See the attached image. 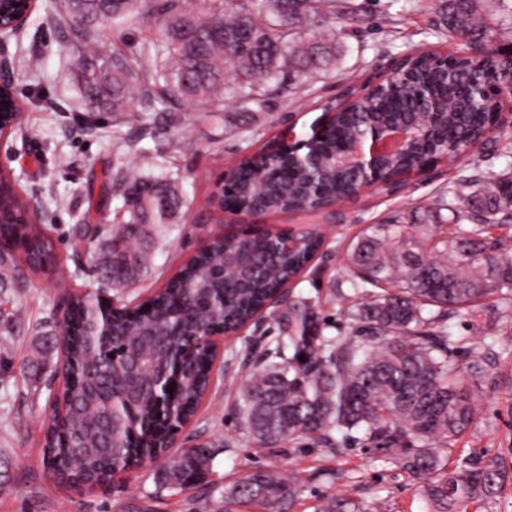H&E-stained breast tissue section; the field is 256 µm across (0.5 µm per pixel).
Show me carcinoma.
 Here are the masks:
<instances>
[{
  "label": "carcinoma",
  "instance_id": "obj_1",
  "mask_svg": "<svg viewBox=\"0 0 512 512\" xmlns=\"http://www.w3.org/2000/svg\"><path fill=\"white\" fill-rule=\"evenodd\" d=\"M509 0H446L442 21L448 33L473 45L487 44L503 32L487 22L488 6ZM63 21L81 33L80 78L89 107L126 112L127 91L138 83L143 96L164 83L171 96L207 104L232 100L240 110L264 102L271 86L300 85L337 66L336 14L359 11L354 0H64ZM156 16L162 38L143 45L138 70L119 57L103 60L90 48L94 23L116 24ZM406 68L427 78L438 93L448 92V128L428 142L411 164L420 165L449 143L464 152L487 136V115L460 110L473 81L487 72L497 84L512 85V71L487 52L448 65L409 60ZM417 107L410 90L382 86L355 101L324 127L317 152L328 158L361 128L383 114H405ZM239 189L217 204L244 209L299 210L301 174L284 157L264 151L253 168L238 177ZM359 182L351 169L329 170L323 192L332 198ZM0 237L12 251L0 253L3 269L16 261L31 273L49 270L53 241L42 227L19 222L20 199L3 175ZM108 189L122 199L124 229L112 237L102 262L104 284L115 288L135 281L147 268V253L129 242L143 224H171L183 201L178 178L129 169ZM437 210L452 213L451 230L437 233L419 225L417 239L402 238L396 217L373 224L351 245L358 269L350 280L354 300L350 330L324 334L326 321L315 304L291 300L274 317V333L259 352L248 382L235 400L253 447L264 449L294 436L341 440L360 432L363 440L393 453L400 468L420 483L432 512H468L474 503L494 498L505 479L493 461H473L448 468L447 454L458 437L476 422V402L483 393L491 361L474 351L460 364L456 354L466 339L449 322L459 312L475 313L493 294L512 298V246L490 236V228L512 218V174L482 181L459 176L438 196ZM402 238L395 250L386 242ZM321 245L310 238L288 256L277 253L267 235L215 239L182 266L162 292L148 300L149 313L112 314L113 356L94 345L90 306L98 295H77L61 324L59 341L67 350L73 380L70 407L62 422L49 420L48 454L71 466L79 482L98 484L110 465L128 470L154 461L170 444L157 419L155 377L170 361L183 357L188 338L222 323L229 332L253 320L276 290L294 278ZM244 252L257 264L252 285L241 286L234 265ZM305 360H299L300 355ZM209 382L208 360L192 357L176 378L171 412L189 418L198 410ZM213 444L190 448L164 467L161 485L184 488L207 475ZM301 491L295 478L278 471H256L224 490V512L256 506L262 512H288ZM316 512H360L342 497H324Z\"/></svg>",
  "mask_w": 512,
  "mask_h": 512
}]
</instances>
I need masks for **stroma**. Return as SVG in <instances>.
Returning a JSON list of instances; mask_svg holds the SVG:
<instances>
[{"mask_svg":"<svg viewBox=\"0 0 512 512\" xmlns=\"http://www.w3.org/2000/svg\"><path fill=\"white\" fill-rule=\"evenodd\" d=\"M362 3L361 14L336 18L343 55L335 69L309 86L270 95L264 108L250 112L230 103L219 108L175 99L167 114L161 110L167 95L161 85L147 97L131 87L128 111H90L78 77L75 34L42 5L18 35L0 44V56L9 61L26 101L22 125L0 141V163L13 170L21 192L36 204L56 250L52 275L38 277L23 269L0 285V512H224L225 486L257 470L298 478L303 492L291 512H315L326 495L349 498L361 512H429L416 482L387 450L365 441L325 446L296 439L255 451L233 403L236 384L248 377L259 352L250 330L225 338L209 393L168 451L174 457L201 441L215 442L205 482L160 491L155 479L161 469L147 464L83 490L57 483L43 464L51 376L61 359L58 340L68 297L101 288L102 251L122 219V202L104 191L105 181L133 165L155 175L171 172L179 176L185 197L174 223L147 224L138 234L135 244L151 253L152 263L135 284L111 294L135 305L163 288L205 237L223 229L225 217L211 198L225 169L241 155L260 151L290 123L298 135L310 134L324 104L392 58L449 45L438 34L439 0ZM93 36L104 58L119 56L134 66L141 43L158 38V24L152 17L135 25L103 22L94 25ZM30 53L40 58L32 75L24 69ZM143 127L149 133L139 150H127L126 141ZM510 144L512 128H505L479 148V169L465 160L393 194L367 191L362 201L343 203L332 214L267 216L268 226L326 236L323 252L291 284V298L318 301L328 320L326 335L345 333L350 243L396 212L406 224L421 222L457 176L474 173L485 179L512 169V157L503 151ZM90 206L101 211V220L85 222ZM87 223L100 241L99 251L74 246L77 231ZM453 324L469 346L492 345L494 363L488 371L493 384L477 406V421L454 445L450 462L461 465L474 457L511 462L512 303L490 297L480 312L458 315Z\"/></svg>","mask_w":512,"mask_h":512,"instance_id":"obj_1","label":"stroma"}]
</instances>
